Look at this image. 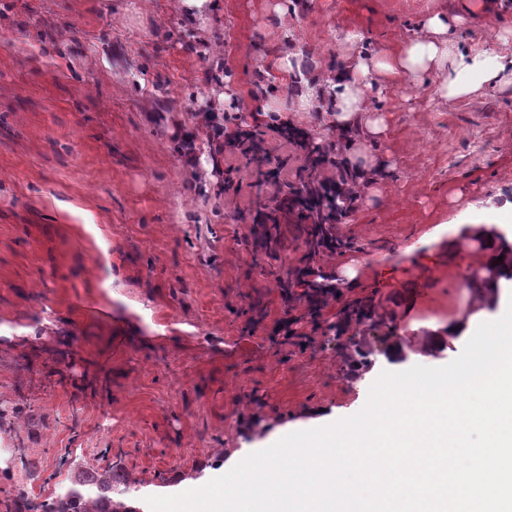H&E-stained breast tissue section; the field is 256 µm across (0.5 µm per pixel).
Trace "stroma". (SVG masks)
Returning a JSON list of instances; mask_svg holds the SVG:
<instances>
[{
  "label": "stroma",
  "instance_id": "stroma-1",
  "mask_svg": "<svg viewBox=\"0 0 512 512\" xmlns=\"http://www.w3.org/2000/svg\"><path fill=\"white\" fill-rule=\"evenodd\" d=\"M466 2L217 0L193 20L174 0H0V448L29 457L0 466V500L27 478L56 496L74 464L118 456L137 507L202 487L271 434L359 412L382 371L415 366L428 323L494 318L469 231L512 201V87L459 103L432 75L370 89L390 169L332 225L336 252L309 249L289 200L308 146L337 141L296 97L335 72L346 32L395 52ZM466 18L467 45L512 30V11ZM287 50L306 83L275 70ZM275 117L307 146L228 145ZM305 265L339 293L313 322ZM289 315L300 336L273 335ZM359 340L373 367L354 366Z\"/></svg>",
  "mask_w": 512,
  "mask_h": 512
}]
</instances>
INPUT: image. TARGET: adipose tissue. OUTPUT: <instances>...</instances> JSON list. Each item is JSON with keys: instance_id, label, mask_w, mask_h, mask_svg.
I'll return each mask as SVG.
<instances>
[{"instance_id": "obj_1", "label": "adipose tissue", "mask_w": 512, "mask_h": 512, "mask_svg": "<svg viewBox=\"0 0 512 512\" xmlns=\"http://www.w3.org/2000/svg\"><path fill=\"white\" fill-rule=\"evenodd\" d=\"M462 24L459 14L428 17L419 34L393 53L358 50L360 34L347 32V55L327 80V110L322 120L347 146L346 177L353 184L378 182L388 166L387 159L369 151L384 131V119L373 109L368 88L405 80L418 83L432 73L437 78L438 96L457 102L475 99L512 81V52L500 50L512 34H499L495 46L473 49L459 42L457 30Z\"/></svg>"}]
</instances>
